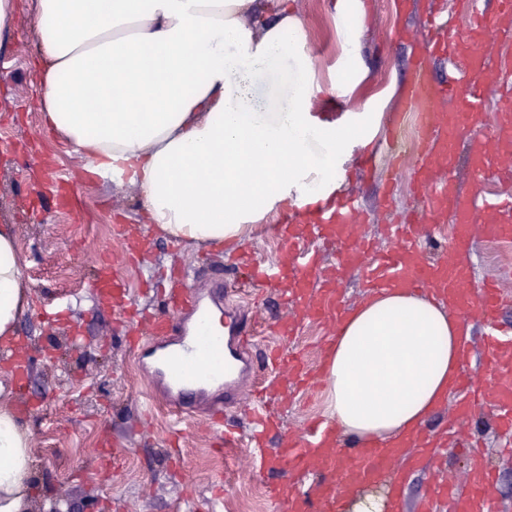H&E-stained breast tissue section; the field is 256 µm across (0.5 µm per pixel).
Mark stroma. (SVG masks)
Listing matches in <instances>:
<instances>
[{
  "label": "stroma",
  "mask_w": 512,
  "mask_h": 512,
  "mask_svg": "<svg viewBox=\"0 0 512 512\" xmlns=\"http://www.w3.org/2000/svg\"><path fill=\"white\" fill-rule=\"evenodd\" d=\"M337 2L288 0L315 59L311 112L336 119L373 112L384 124L410 77L412 47L400 32L422 24L436 11L437 0H412L407 10L400 0H356V11L344 17ZM14 5L15 27L7 49L0 51V224L15 226L25 263L30 306L19 318L17 334L29 344L31 375L26 388L17 390L12 367L0 353V405L20 412L32 432L37 482L26 512H42L54 497L65 499L70 512H112L114 502L125 512H184L189 492L197 512H207L219 485L221 512H281L268 487L282 482V474L260 472L250 447L214 450L203 412L187 420L178 452L170 454L172 418L149 399L151 386L121 343L112 312L97 308L91 292L95 259H120L134 241L145 260L121 273L130 303L145 319L155 313L159 298L144 293L143 284L162 270L184 268L202 286L216 278L231 284L243 280V265L232 247L174 244L155 234L135 188L115 190L73 166L65 146L43 128L37 109L39 40L32 0ZM347 33L358 39L357 58L342 50ZM292 76L290 62L281 60L255 80L252 93L263 111H280L282 86ZM346 170L341 189L364 206L365 235L379 251L388 250L386 227L399 222L409 202L410 171L393 175L380 162L361 180L354 162H347ZM451 177L464 194L477 189L512 195V182L490 179L474 186L465 140L457 147ZM469 252L474 282L496 274L512 283V245L477 236ZM265 397L281 420L279 434L267 443L271 449L280 436L326 417L321 381L311 390L270 384ZM468 428L482 437L485 461L496 470L494 492L504 512H512V456L500 451L492 407L471 410ZM116 436L127 437L130 445L112 462L103 450ZM470 467L463 454L437 456L410 477L407 494L427 490L435 475L451 477Z\"/></svg>",
  "instance_id": "obj_1"
}]
</instances>
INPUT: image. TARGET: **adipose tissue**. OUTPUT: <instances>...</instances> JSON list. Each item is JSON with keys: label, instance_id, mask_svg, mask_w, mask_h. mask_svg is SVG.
I'll return each mask as SVG.
<instances>
[{"label": "adipose tissue", "instance_id": "obj_1", "mask_svg": "<svg viewBox=\"0 0 512 512\" xmlns=\"http://www.w3.org/2000/svg\"><path fill=\"white\" fill-rule=\"evenodd\" d=\"M34 17L46 125L74 165L137 187L162 236L221 245L291 200L323 205L376 134L368 112L318 121L305 82L284 87L280 112L256 107L248 86L273 60L313 69L285 0H35ZM29 304L15 227L0 224L1 338ZM334 333L327 415L348 437L383 444L419 430L460 371L459 321L402 288L369 294ZM30 443L0 406V512L25 510Z\"/></svg>", "mask_w": 512, "mask_h": 512}]
</instances>
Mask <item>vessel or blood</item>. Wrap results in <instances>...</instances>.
Segmentation results:
<instances>
[{
  "mask_svg": "<svg viewBox=\"0 0 512 512\" xmlns=\"http://www.w3.org/2000/svg\"><path fill=\"white\" fill-rule=\"evenodd\" d=\"M495 12H487L478 0H454L456 14L468 25L441 38L439 20H430L420 39L432 51L459 61L456 78L439 81L423 65L416 63L414 76L403 89V103L418 118L415 190L427 214L435 222L451 220L452 251L449 259L425 260L420 242L425 227L415 212L402 223L388 227L392 246L380 252L358 235L360 208L355 197L338 195L325 208L316 210L298 203L283 215L279 226L282 247L291 266L252 260L246 282L258 288L287 281L283 302L290 315L277 317L266 325L275 336H295L302 319L337 323L345 314L342 282L349 273H358L365 288L378 290L403 286L432 293L451 302L453 308L478 314L491 327L482 346L481 373L465 372L453 389L461 401L460 411L483 402L495 410V420L503 437L512 439V353L496 335L498 318L512 293L496 279L484 280L472 288L467 250L474 226H481L488 238L512 240V198H489L480 192L463 194L449 177L454 158V142L468 134L472 158V179L481 183L489 177L512 180V66L500 61L494 51L498 41L512 40V0H497ZM497 96L494 111H487L488 96ZM313 229L324 242H336L335 265L323 266L318 254L301 249L299 233ZM164 308L155 312L147 331L152 344L138 364L154 392L171 412L188 414L196 402L211 405L208 420L221 426L226 406L236 404L247 382L258 370L279 374L284 386L303 387L313 377L302 360L287 349L272 350L263 364H256L250 346V328L245 317L226 314V333L211 336L207 317L222 308L227 294L224 283L210 284L207 293L189 288L185 276L171 274ZM94 299L98 306L112 309L122 324L130 344H137V329L125 321L123 306L128 298L125 279L109 260L95 268ZM250 440L261 445L274 429V417L266 403L250 409ZM308 437H284L271 460L272 466L295 475L317 472L318 478L306 490L295 485L272 487L270 496L284 512H343L347 496L358 486L385 478L392 481L391 512H499L490 497L492 473L484 464L479 442L463 441V449L473 458L474 469L462 479L437 484L432 494L405 502L408 475L403 464L420 469L439 447L438 437L421 430L412 437L396 439L388 446L361 444L337 447V427L308 425Z\"/></svg>",
  "mask_w": 512,
  "mask_h": 512,
  "instance_id": "obj_1",
  "label": "vessel or blood"
}]
</instances>
